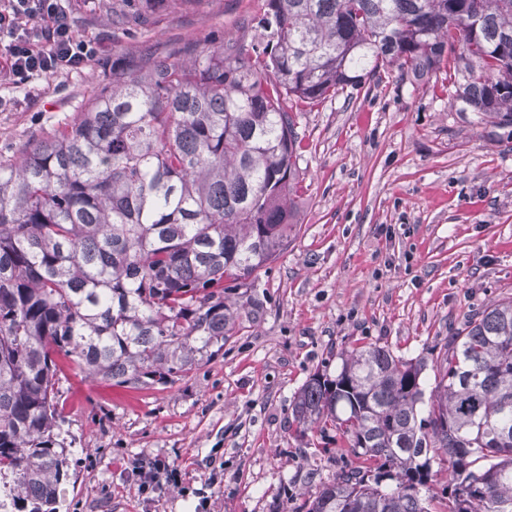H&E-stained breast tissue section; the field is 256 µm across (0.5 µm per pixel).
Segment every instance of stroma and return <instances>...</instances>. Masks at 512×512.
<instances>
[{
	"label": "stroma",
	"mask_w": 512,
	"mask_h": 512,
	"mask_svg": "<svg viewBox=\"0 0 512 512\" xmlns=\"http://www.w3.org/2000/svg\"><path fill=\"white\" fill-rule=\"evenodd\" d=\"M101 61L25 91L0 87V159L51 135L109 87L112 65L184 59L241 36L262 0H69ZM296 233L262 279L264 310L167 385L113 386L64 366L56 388L75 484L60 512H295L336 475L291 408L317 368L356 342L430 357L463 322L512 297V126L451 96L446 70L384 69L299 117ZM190 473L144 502L133 458Z\"/></svg>",
	"instance_id": "obj_1"
}]
</instances>
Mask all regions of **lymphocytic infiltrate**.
Segmentation results:
<instances>
[{
	"label": "lymphocytic infiltrate",
	"mask_w": 512,
	"mask_h": 512,
	"mask_svg": "<svg viewBox=\"0 0 512 512\" xmlns=\"http://www.w3.org/2000/svg\"><path fill=\"white\" fill-rule=\"evenodd\" d=\"M100 51L98 40L74 34L62 0H0V86L83 71ZM131 470L147 501L183 481L180 469L159 459L133 460Z\"/></svg>",
	"instance_id": "lymphocytic-infiltrate-1"
}]
</instances>
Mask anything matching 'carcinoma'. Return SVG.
<instances>
[{"label": "carcinoma", "mask_w": 512, "mask_h": 512, "mask_svg": "<svg viewBox=\"0 0 512 512\" xmlns=\"http://www.w3.org/2000/svg\"><path fill=\"white\" fill-rule=\"evenodd\" d=\"M250 32L112 66L87 110L0 161V512L66 496L60 362L172 383L259 317L296 230L300 112L385 66L444 67L464 74L456 99L512 125V0H264ZM426 369L366 342L309 378L296 434L348 449L301 512H512V298L439 347L429 391Z\"/></svg>", "instance_id": "carcinoma-1"}]
</instances>
